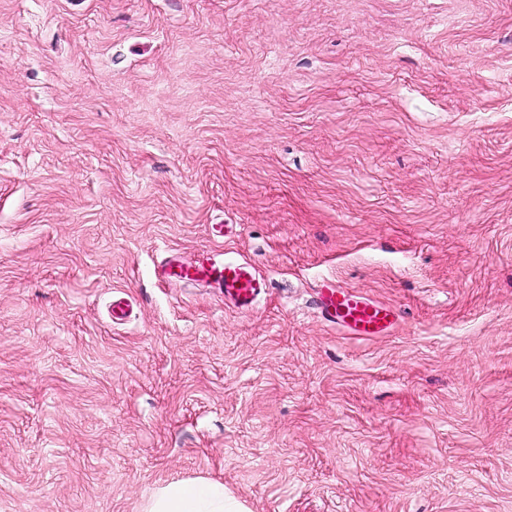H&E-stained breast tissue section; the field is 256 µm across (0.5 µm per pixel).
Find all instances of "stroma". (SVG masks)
<instances>
[{"instance_id": "obj_1", "label": "stroma", "mask_w": 512, "mask_h": 512, "mask_svg": "<svg viewBox=\"0 0 512 512\" xmlns=\"http://www.w3.org/2000/svg\"><path fill=\"white\" fill-rule=\"evenodd\" d=\"M214 224L250 311L155 278ZM200 478L512 512V0H0V512ZM318 306L328 325L352 336H388L397 324L393 307L336 282L319 288Z\"/></svg>"}]
</instances>
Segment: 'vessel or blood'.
<instances>
[{"label": "vessel or blood", "instance_id": "obj_1", "mask_svg": "<svg viewBox=\"0 0 512 512\" xmlns=\"http://www.w3.org/2000/svg\"><path fill=\"white\" fill-rule=\"evenodd\" d=\"M158 279L177 280L216 289L225 302L245 310L265 291L266 276L247 258L203 250L185 257L168 254L156 268ZM323 320L344 333L358 336H387L397 324L393 307L336 282L318 290Z\"/></svg>", "mask_w": 512, "mask_h": 512}]
</instances>
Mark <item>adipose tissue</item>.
Here are the masks:
<instances>
[{
	"label": "adipose tissue",
	"mask_w": 512,
	"mask_h": 512,
	"mask_svg": "<svg viewBox=\"0 0 512 512\" xmlns=\"http://www.w3.org/2000/svg\"><path fill=\"white\" fill-rule=\"evenodd\" d=\"M146 512H229L224 484L197 479L168 485L154 495Z\"/></svg>",
	"instance_id": "1"
}]
</instances>
